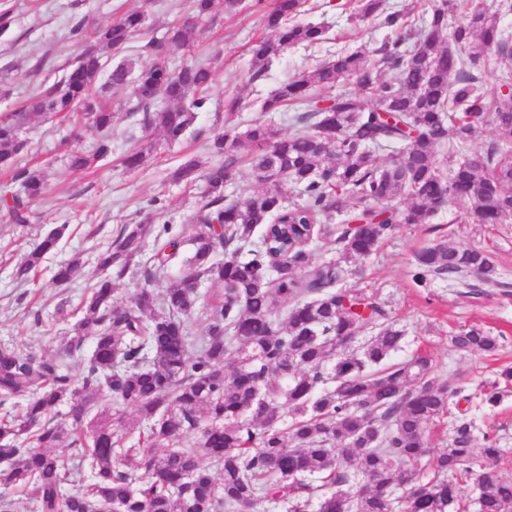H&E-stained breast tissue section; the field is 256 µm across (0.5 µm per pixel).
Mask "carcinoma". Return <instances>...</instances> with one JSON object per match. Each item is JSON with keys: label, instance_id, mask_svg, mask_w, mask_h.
<instances>
[{"label": "carcinoma", "instance_id": "cac0c4a2", "mask_svg": "<svg viewBox=\"0 0 512 512\" xmlns=\"http://www.w3.org/2000/svg\"><path fill=\"white\" fill-rule=\"evenodd\" d=\"M214 2L189 0L184 22L149 43L155 57L188 46L187 33L212 22ZM360 4L362 17L407 32L379 46L331 53L281 83L263 110L290 108L302 130L280 136L261 121L242 133L224 130L214 141L224 164L203 174L209 201L194 216L193 251L174 286L160 297L140 288L131 304L120 306L114 280L105 277L85 296V317L58 356L0 346V406L26 399L22 414L0 416V512H257L269 501L288 512H468L458 486L471 478L479 512H512V480L497 473L503 449L487 434L484 446L474 447V420L456 421L448 447H429L428 426L464 384L439 382L424 352L387 364L403 331L374 296L345 286L350 264L372 255L396 225L425 224L456 200L471 201L472 218L481 224L512 219V95L479 90L490 50L512 61L499 28V14L512 11V3L435 0L419 31L386 0ZM304 5L276 0L265 13L273 37L252 45V79L288 46L326 40L324 25L295 21ZM450 13L458 23L449 37ZM145 23L141 11L105 26L78 21L71 33L82 51L71 68L32 104L0 115V169L22 188L8 206L15 223L27 222L28 205L45 192L42 171L16 163L28 112L68 117L83 104L103 135L71 165L85 169L103 160L112 150V112L100 104L97 87L103 59L126 50ZM387 68L396 71L390 81L383 77ZM130 71L129 62L113 66L107 87L126 88ZM343 77L359 91L313 92ZM212 80V71L192 60L174 70L147 63L137 70L132 112L145 132L176 141L205 107ZM478 121L494 133L480 154L466 148ZM441 146L450 159L446 174L437 158ZM377 149L395 152L383 168ZM242 150L260 181L291 182L303 203L287 205L278 191L263 190L223 205ZM401 195L410 203L396 211L392 202ZM147 232L144 224L124 226L98 252L97 265L115 267L121 277L141 254ZM61 237L60 229L49 232L17 267V278L27 279ZM315 239L334 244L338 257L311 265L307 246ZM225 249L224 260H214ZM177 253L174 240L158 245L145 280L165 271ZM83 267L75 256L55 279L73 282ZM413 267L421 283L451 286L473 276L503 286L494 261L466 244L421 249ZM198 280L212 288L201 307ZM376 327L377 335L363 339ZM87 339L92 349L75 376L62 357L82 352ZM451 345L497 349L496 339L474 326L451 337ZM501 381H512V371L486 386L483 406H497ZM104 394L152 421L144 447L127 445L119 420L90 415ZM283 409L293 417L286 429ZM61 414L90 474L80 485L68 461L51 452L63 435L56 423ZM190 431L198 433L191 445L184 441ZM428 465L435 476L425 481L421 470ZM14 489L27 496L12 498Z\"/></svg>", "mask_w": 512, "mask_h": 512}]
</instances>
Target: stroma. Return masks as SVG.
<instances>
[{
	"label": "stroma",
	"instance_id": "35a3bbf8",
	"mask_svg": "<svg viewBox=\"0 0 512 512\" xmlns=\"http://www.w3.org/2000/svg\"><path fill=\"white\" fill-rule=\"evenodd\" d=\"M240 11L216 6L212 24L195 30L190 51H175L173 63L191 58L212 66L209 101L198 112L194 125L178 142L160 135L146 137L132 113V89L107 92L112 106V154L103 165L74 170L72 153L90 150L100 137L91 125H78L40 112L30 113L22 134L26 145L21 165L42 169L46 190L31 206V221L15 224L0 206V344L26 353L50 355L63 336L83 316L81 301L100 276L95 251L113 240L127 224L150 223L152 237L142 255L130 262L114 293L116 304L130 303L144 286V269L156 241H180L182 257L192 253L193 215L204 205L203 182L188 186L175 182L174 171L198 160L209 168L224 160L213 141L225 128L245 129L253 121L271 125L282 135L296 133L289 110L266 112L262 103L283 81L312 69L327 52L373 45L395 39L397 30L380 21L357 17V0H313V10L302 12V23L324 24L327 42L285 49L259 80L251 78V44L268 37L254 0H243ZM146 15L144 30L122 52V60L140 65L151 62L146 44L173 22L184 20L187 0H0V13H8L9 27L0 31V113L29 104L43 81L54 80L77 54L70 29L78 20L109 24L125 13ZM240 96L236 111H228L229 97ZM152 144L146 164L135 171L122 167L121 157L138 144ZM470 201L454 202L426 224H401L367 259L354 263L348 287L364 289L390 312L397 328L404 330L401 350L391 357L401 362L414 353L430 354L441 380L467 382L465 393L480 397L485 383L512 366V220L504 224H475L469 218ZM65 232L55 251L46 256L34 279L21 281L15 269L22 256L57 226ZM445 242L467 243L489 251L505 281L504 287L449 286L444 281L422 284L410 272V258L418 248ZM82 256V277L67 287L53 279L57 265ZM477 327L498 340L496 351L462 352L450 338L463 329ZM476 423L475 446L483 434L494 435L506 454L498 473L512 478V389L487 412L468 409Z\"/></svg>",
	"mask_w": 512,
	"mask_h": 512
}]
</instances>
